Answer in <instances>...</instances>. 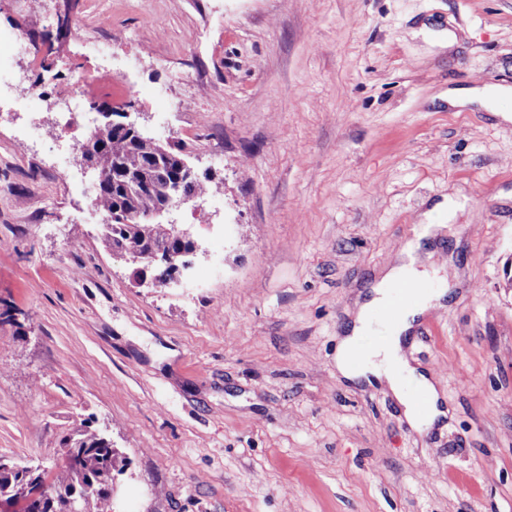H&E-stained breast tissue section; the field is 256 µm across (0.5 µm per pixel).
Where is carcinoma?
<instances>
[{"instance_id":"carcinoma-1","label":"carcinoma","mask_w":512,"mask_h":512,"mask_svg":"<svg viewBox=\"0 0 512 512\" xmlns=\"http://www.w3.org/2000/svg\"><path fill=\"white\" fill-rule=\"evenodd\" d=\"M98 152V172L107 187L97 194L100 207L109 213L119 207L134 214L154 212L162 201L164 176H155L150 183H136L138 174L151 164L152 148L136 144L126 136L109 128L94 129ZM169 237L167 224L114 223L103 233V243L113 250L125 251L140 247L141 243H161ZM61 461L43 471L40 482L34 484L27 477L26 467L15 470L0 469V499L20 498L18 512H36L44 496H49L45 512H114L112 498L105 483L113 479L114 471L125 467V458L112 443L98 433L82 431L66 435L59 441ZM74 448L84 449L80 465L69 463Z\"/></svg>"}]
</instances>
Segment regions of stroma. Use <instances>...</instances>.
Segmentation results:
<instances>
[{
	"instance_id": "stroma-1",
	"label": "stroma",
	"mask_w": 512,
	"mask_h": 512,
	"mask_svg": "<svg viewBox=\"0 0 512 512\" xmlns=\"http://www.w3.org/2000/svg\"><path fill=\"white\" fill-rule=\"evenodd\" d=\"M12 32L43 82L85 65L89 103L171 128L213 203L171 214L199 246L177 283L136 285L91 172L25 136L42 101L0 106V455L48 468L96 430L116 512H512V120L447 98L512 86V0H0ZM448 199L422 251L452 289L407 349L448 417L419 431L336 350Z\"/></svg>"
}]
</instances>
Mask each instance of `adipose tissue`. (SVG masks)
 Returning a JSON list of instances; mask_svg holds the SVG:
<instances>
[{"label": "adipose tissue", "instance_id": "1", "mask_svg": "<svg viewBox=\"0 0 512 512\" xmlns=\"http://www.w3.org/2000/svg\"><path fill=\"white\" fill-rule=\"evenodd\" d=\"M512 101V88L507 86L474 87L467 91H449L448 103L454 107H464L478 102L484 108L500 116H507V104ZM420 247L419 240H408L396 262L380 278L372 282L365 300L359 307L355 318L337 349L336 363L340 372L347 378L387 379L395 397L403 405L407 420L415 427L428 428L442 416L440 408H432L428 413H420L407 395L401 376L391 374L394 366L406 367L404 342L414 326L417 317L430 309L439 307L441 297L437 294L424 293L414 302L398 313L389 328V334L383 345L369 349L360 365H353L351 358L360 346L364 334L371 328L377 309L385 307L392 299L397 285L403 282L427 281L430 271L422 267L416 257Z\"/></svg>", "mask_w": 512, "mask_h": 512}]
</instances>
